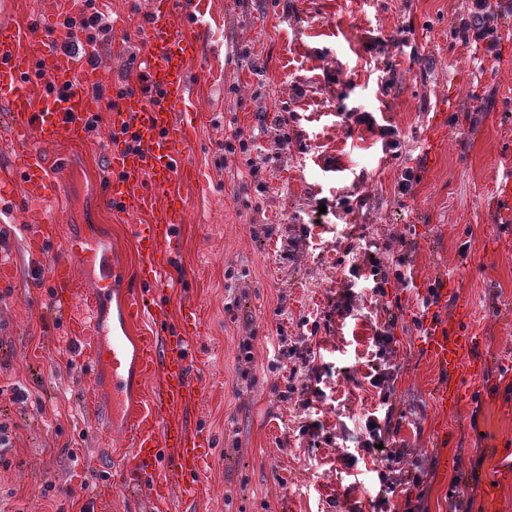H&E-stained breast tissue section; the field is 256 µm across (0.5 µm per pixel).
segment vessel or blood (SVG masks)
<instances>
[{"label": "vessel or blood", "mask_w": 512, "mask_h": 512, "mask_svg": "<svg viewBox=\"0 0 512 512\" xmlns=\"http://www.w3.org/2000/svg\"><path fill=\"white\" fill-rule=\"evenodd\" d=\"M211 0H150L144 14L152 52L142 62L147 91L130 88L112 107L105 131L107 149L98 171L102 202L113 222H126L130 209L145 213L135 225L139 264L125 273L120 293L95 272L99 250L84 237L57 242L52 228L60 221V203L72 187L65 161L48 157L49 148L78 144L102 109L101 100L79 89L77 77L102 81L100 69L85 58L61 50L67 13L59 0H47L43 14L31 19L11 15L0 21V112L9 116L7 136L14 148L0 161V288L15 274L14 241H21L33 270L49 265V307L60 319L87 331L90 354L109 377V411L124 421L131 462L121 476L133 491L167 505L163 476L175 468L180 500L198 497L211 458L212 436L193 418L203 388L192 369L191 338L173 328L166 285L157 258L174 253L186 221L188 197L182 193L196 133L190 112L192 64L197 59L193 29L209 12ZM120 297L118 326L105 323L103 309ZM149 320V335H135ZM426 354L445 376L435 390L441 409L460 401L461 378L478 379L486 362L469 327L433 324ZM135 368L154 380L146 405L127 403L125 372Z\"/></svg>", "instance_id": "1"}]
</instances>
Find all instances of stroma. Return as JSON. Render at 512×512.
<instances>
[{"instance_id":"1","label":"stroma","mask_w":512,"mask_h":512,"mask_svg":"<svg viewBox=\"0 0 512 512\" xmlns=\"http://www.w3.org/2000/svg\"><path fill=\"white\" fill-rule=\"evenodd\" d=\"M112 41L97 48L105 98L116 100L149 51L146 0H97ZM469 0H213L204 49L212 74L193 76L197 172L181 245L165 270L173 324L194 311L192 352L204 399L195 419L214 436L197 512H377L375 473L345 468L344 447L378 401L353 374L385 322L394 330L397 444L421 477L423 512H512V204L499 196L512 179V5L487 34L493 48L475 76L460 27ZM371 113L396 129L401 146L383 152L377 131L341 121ZM286 116L279 126L276 115ZM82 144L53 148L67 157L84 201L57 225L58 241L89 228L99 251L120 266L138 264L131 211L111 222L96 193L106 152L99 130ZM254 134L247 153H228L234 132ZM419 176L395 193L404 169ZM321 223H314L315 211ZM403 249L413 283L388 281L384 301L352 285L348 246L360 241ZM464 272L475 310L471 328L489 362L484 381L441 415L438 367L425 355L426 322L451 319L450 302L423 309L431 285ZM354 310L333 308L344 293ZM48 289L17 261L0 314V420L9 422L10 468L0 467V512H158L115 472L128 452L106 442L107 395L87 360L84 339L46 316ZM319 321L318 333L308 324ZM314 336L326 367V400H280L289 377L271 370L279 345ZM251 342V363L242 342ZM27 390L18 400L14 387ZM320 419L327 441L301 434ZM447 458V472L436 467Z\"/></svg>"}]
</instances>
